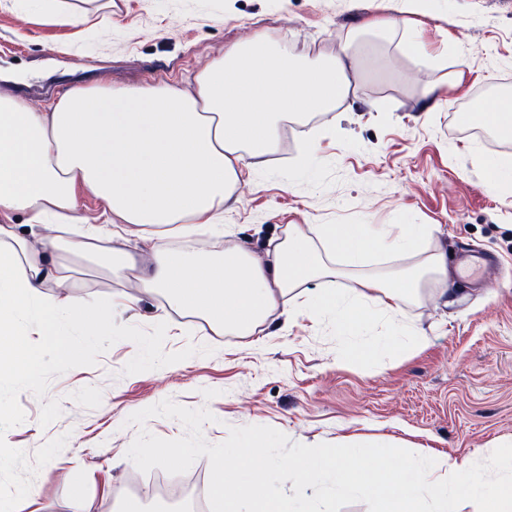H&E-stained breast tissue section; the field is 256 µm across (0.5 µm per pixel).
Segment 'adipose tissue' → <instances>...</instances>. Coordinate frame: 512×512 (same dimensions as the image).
<instances>
[{
	"label": "adipose tissue",
	"mask_w": 512,
	"mask_h": 512,
	"mask_svg": "<svg viewBox=\"0 0 512 512\" xmlns=\"http://www.w3.org/2000/svg\"><path fill=\"white\" fill-rule=\"evenodd\" d=\"M359 69L349 41L313 59L251 39L196 73L193 92L78 86L49 112L33 111L13 79L0 80V213L27 217L23 231L0 224V376L31 374L40 351L29 338L39 329L64 336L67 356L104 331L100 313L70 291L74 261L103 255L139 293L162 295L163 308L246 336L291 293L316 319L400 326L403 303L425 277L448 281L445 255L426 250L424 225L377 236L365 224H291L264 254L231 244L220 258L167 242L221 229L237 185L275 151L282 121L331 109ZM80 188L111 223H82ZM373 253H418L423 264L351 293L308 289Z\"/></svg>",
	"instance_id": "adipose-tissue-1"
}]
</instances>
